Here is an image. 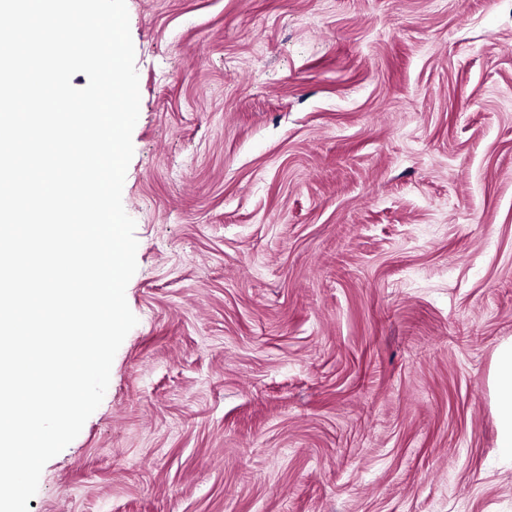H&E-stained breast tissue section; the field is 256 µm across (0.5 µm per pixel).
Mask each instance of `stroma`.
<instances>
[{"instance_id":"stroma-1","label":"stroma","mask_w":512,"mask_h":512,"mask_svg":"<svg viewBox=\"0 0 512 512\" xmlns=\"http://www.w3.org/2000/svg\"><path fill=\"white\" fill-rule=\"evenodd\" d=\"M137 325L29 512H512V0H126ZM490 405L499 419V448L512 459V340L504 342L489 376Z\"/></svg>"}]
</instances>
